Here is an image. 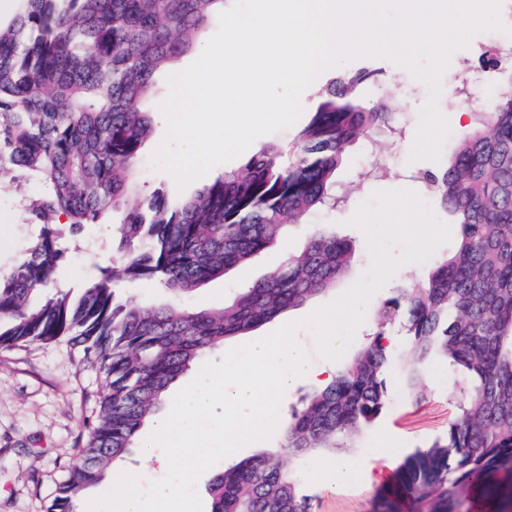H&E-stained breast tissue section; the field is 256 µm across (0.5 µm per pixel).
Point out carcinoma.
I'll use <instances>...</instances> for the list:
<instances>
[{"instance_id": "carcinoma-1", "label": "carcinoma", "mask_w": 512, "mask_h": 512, "mask_svg": "<svg viewBox=\"0 0 512 512\" xmlns=\"http://www.w3.org/2000/svg\"><path fill=\"white\" fill-rule=\"evenodd\" d=\"M0 23V182L35 177L51 194L29 201L44 225L25 257L0 273V347L68 339L102 391L87 440L47 512H74L80 494L132 452L169 386L208 351L245 336L336 287L353 264L350 240L330 224L268 275L219 308L182 298L254 255L290 226L344 202L339 175L359 138L392 135L390 112L368 108L363 69L332 82L297 134L289 163L268 144L177 203L139 196L136 164L151 132L153 78L202 43L225 0H18ZM446 164L425 176L450 223L455 250L410 278L379 308L377 330L324 387L301 398L280 445L217 472L210 512H310L305 463L360 452V430L390 403L393 367L404 393L431 389L426 361L459 367L470 385L448 435L395 469L375 512H512V95L470 115ZM123 211L126 264L99 270L79 296L54 284L63 229ZM158 281L168 298L144 308L121 283ZM400 317L410 354L387 348ZM295 464L288 467L283 458Z\"/></svg>"}]
</instances>
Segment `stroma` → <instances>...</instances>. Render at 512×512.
<instances>
[{
    "mask_svg": "<svg viewBox=\"0 0 512 512\" xmlns=\"http://www.w3.org/2000/svg\"><path fill=\"white\" fill-rule=\"evenodd\" d=\"M496 30H486L471 37L466 46L457 48L449 57L442 74L443 86L463 87L476 79L495 85L496 70L486 68L489 48L499 38ZM381 71L377 84L366 88L368 105L376 106L390 100L399 103L398 130L395 137L369 143L358 140L349 150L346 169L340 179L347 200L335 211L314 214L309 223L292 228L288 239L294 250H301L314 225H335L338 234L349 238L355 250L351 272L329 291L316 297L310 305L292 309L293 317L307 315L332 302L338 293L355 284L371 264L362 231L350 223L359 206L378 191H412L428 205L438 220L446 213L422 181L424 172L436 170L437 162H410L404 145L414 142L419 126V110L428 99V89L404 66L378 57H357L321 73L311 84L297 125L261 136L256 146L275 142L291 149L300 125L306 124L327 85L336 77L363 68ZM166 128L161 111L152 115V130L145 141L138 161L139 185L142 195L164 190L173 200L186 198L200 187L194 179L178 186L175 178L159 168L154 159V144ZM378 154L382 168L371 180L359 178L371 154ZM51 189L42 182L28 179L0 185V270H8L20 260L31 239L40 232L30 221L26 210L28 199L49 195ZM120 214L108 215L103 223L85 225L68 239V252L55 270L57 283L82 288L98 267L121 269L124 256L112 244L110 228L119 224ZM279 261L278 254L263 253L224 277L209 282L187 297L189 306L207 302L217 307L231 301L237 292L264 277ZM431 393L425 400L408 399L401 388H393L391 403L371 425L360 433L363 451L358 464H365L377 452L384 436H391L403 445L402 455L414 448L445 437L448 424L457 415L455 395L465 381L453 371L437 367ZM101 390V379L95 371L80 363L77 350L64 342L36 346L0 348V512H46L57 485L75 462L79 448L87 437L85 420L90 415ZM391 476L383 470L378 479H369L357 472L355 479L341 491L327 488L305 473L304 488L312 498V512H373L374 501L382 484Z\"/></svg>",
    "mask_w": 512,
    "mask_h": 512,
    "instance_id": "35a3bbf8",
    "label": "stroma"
}]
</instances>
